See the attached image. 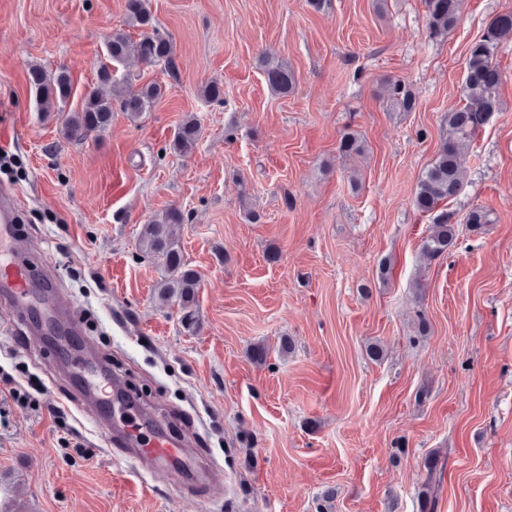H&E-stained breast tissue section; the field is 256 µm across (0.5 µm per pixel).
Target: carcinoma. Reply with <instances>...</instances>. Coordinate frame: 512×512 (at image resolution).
<instances>
[{"mask_svg": "<svg viewBox=\"0 0 512 512\" xmlns=\"http://www.w3.org/2000/svg\"><path fill=\"white\" fill-rule=\"evenodd\" d=\"M426 37L433 40L448 35L460 20V0H425ZM127 26L139 30V41L130 46L129 33L115 30L107 41L109 62L97 73L102 85L113 86L112 97L90 93L79 110L63 113L61 132L73 144H82L104 131L112 123L114 107L135 120L147 111L163 94V86L152 82L135 86L125 80L117 83L115 65H123L129 52L145 64L164 63L165 69L174 67L172 48L168 38L159 33L148 0H126ZM512 33V13L497 16L479 40L473 42L466 54L465 80L462 88L464 104L448 113V136L440 144L434 160L422 174L414 197L415 207L433 215L431 233L422 244L424 255L436 258L448 253L456 239V213L448 209V200L462 188L461 174L465 164V149L498 111L499 87L502 72L497 62L501 39ZM265 83L275 95L285 96L296 83L295 72L271 54L262 57ZM28 81L38 105L44 112L66 102L73 91L71 76L60 71L51 74L40 65L28 71ZM387 107L395 112L415 109V96L406 84L390 81L386 85ZM200 124L190 116L178 126L171 148L177 153L191 152L199 139ZM362 141L353 133L342 135L339 150L345 155L363 152ZM185 222L184 212L169 207L141 225L138 234L140 252L154 257L164 265L166 276L156 284L157 296L164 302H174L183 312L182 321L193 325L192 307L196 302L199 279L196 271L184 259L179 242L173 236V227Z\"/></svg>", "mask_w": 512, "mask_h": 512, "instance_id": "1", "label": "carcinoma"}]
</instances>
